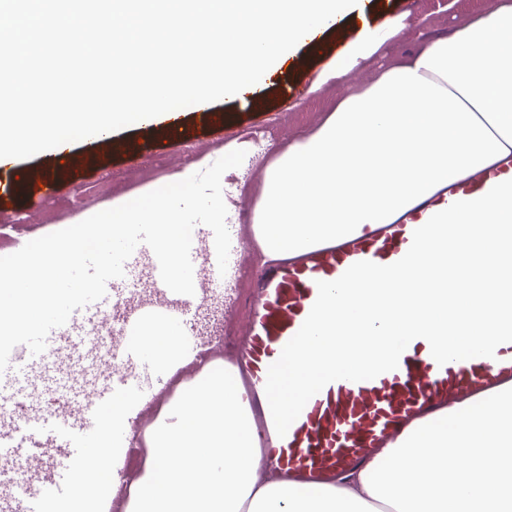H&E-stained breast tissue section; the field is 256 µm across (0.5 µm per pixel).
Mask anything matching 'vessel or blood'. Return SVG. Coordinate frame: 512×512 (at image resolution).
<instances>
[{"mask_svg": "<svg viewBox=\"0 0 512 512\" xmlns=\"http://www.w3.org/2000/svg\"><path fill=\"white\" fill-rule=\"evenodd\" d=\"M507 180H512V164L451 184L447 193L429 198L398 223L375 233L317 249L296 263L259 271V291L239 358L249 379L246 398L255 414L262 448L260 466L274 468L308 488H319L334 481L337 473L365 464L414 419L448 401L512 379V342L499 345L494 357L441 366L432 357L429 343L417 338L402 353L397 369L371 380L327 384L307 402L285 436L276 433L265 394L268 368L308 316L318 295V282L336 280L359 261L389 265L400 260L414 231L432 215L454 202L480 198ZM122 354L146 366L154 380H162L166 368L143 340L132 342ZM128 389L125 381L104 389L80 421L57 423V430L67 434L73 445V458L60 465L58 478H71L78 466L98 459L105 437L119 431L118 423L98 424V411Z\"/></svg>", "mask_w": 512, "mask_h": 512, "instance_id": "b4317fda", "label": "vessel or blood"}]
</instances>
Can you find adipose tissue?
<instances>
[{
	"label": "adipose tissue",
	"instance_id": "ef3b65f1",
	"mask_svg": "<svg viewBox=\"0 0 512 512\" xmlns=\"http://www.w3.org/2000/svg\"><path fill=\"white\" fill-rule=\"evenodd\" d=\"M400 29L363 28L340 79ZM512 160V0L380 70L267 166L254 265L270 267L396 222L449 183ZM206 377L145 434L127 512H512V381L413 422L336 486L259 477L241 383ZM106 458L81 465L68 512H104Z\"/></svg>",
	"mask_w": 512,
	"mask_h": 512
}]
</instances>
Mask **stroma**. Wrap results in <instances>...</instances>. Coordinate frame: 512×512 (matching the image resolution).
<instances>
[{
	"mask_svg": "<svg viewBox=\"0 0 512 512\" xmlns=\"http://www.w3.org/2000/svg\"><path fill=\"white\" fill-rule=\"evenodd\" d=\"M494 0H363L364 16L348 14L327 28L317 44H300L291 50L279 73L285 85L265 84L263 106L227 97L213 102L223 113L224 123L206 126L193 107L183 108L176 130L165 131L159 122L128 126L112 133L111 142L90 137L74 142L67 159L55 150L16 161L13 175L23 177L42 172L59 177L61 189L46 195L35 184L10 201H0V256L41 237L45 231L68 227L83 213L97 210L118 198H135L139 192L166 185L169 176L187 165L215 162L226 145L251 143L255 132H272L271 152H278L312 128L339 97L355 91L372 79L375 71L415 52L420 43L448 35L463 20L489 12ZM394 18L401 31L384 41L369 58L362 60L345 78L319 83L318 77L334 61L362 26L378 28ZM267 163L243 162L222 180L233 193L232 205L255 207ZM236 280L222 289L225 332L221 339L188 331L195 350L205 352V362H193L169 377L166 386H153L151 398L174 400L190 389L202 372L220 376L225 364L234 362L232 343L248 324L251 312L252 271L250 256L255 247L252 224L234 227ZM69 336H60L55 350L47 354L15 389L8 407L14 417L27 420L48 418L78 406L106 387L111 366L107 359H92L72 353Z\"/></svg>",
	"mask_w": 512,
	"mask_h": 512,
	"instance_id": "obj_1",
	"label": "stroma"
}]
</instances>
